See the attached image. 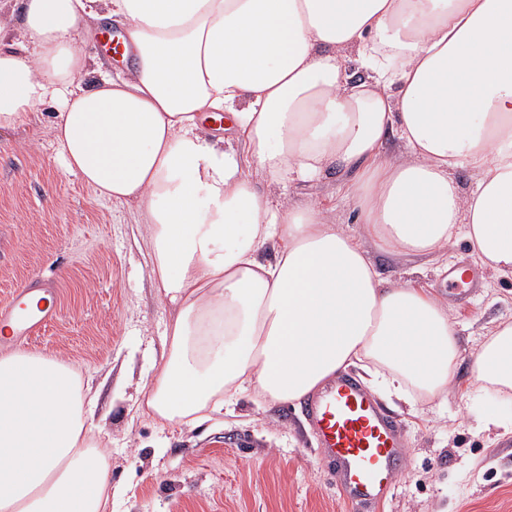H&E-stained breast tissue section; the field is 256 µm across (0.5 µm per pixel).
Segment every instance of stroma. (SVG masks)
<instances>
[{"instance_id": "35a3bbf8", "label": "stroma", "mask_w": 512, "mask_h": 512, "mask_svg": "<svg viewBox=\"0 0 512 512\" xmlns=\"http://www.w3.org/2000/svg\"><path fill=\"white\" fill-rule=\"evenodd\" d=\"M52 119L42 106L27 126L0 129V302L29 278L58 281L59 317L25 349L91 379L110 453L112 512H356L320 462L299 404L261 406L244 394L233 412L173 429L138 411L171 309L149 275L136 203L100 198L65 173ZM351 181L331 172L289 194L358 235ZM370 256L382 278L447 301L461 351L446 399L412 405L381 395L403 424L407 454L379 512H512V434L477 428L491 404L476 397L471 373L485 334L512 322V280L486 271L462 304L439 285L436 263L376 248Z\"/></svg>"}]
</instances>
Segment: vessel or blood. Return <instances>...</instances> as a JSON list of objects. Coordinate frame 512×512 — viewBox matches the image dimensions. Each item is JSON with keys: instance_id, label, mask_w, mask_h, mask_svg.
Instances as JSON below:
<instances>
[{"instance_id": "1", "label": "vessel or blood", "mask_w": 512, "mask_h": 512, "mask_svg": "<svg viewBox=\"0 0 512 512\" xmlns=\"http://www.w3.org/2000/svg\"><path fill=\"white\" fill-rule=\"evenodd\" d=\"M479 280L477 267L456 265L448 271V289L466 297ZM58 283L34 277L0 306V348L31 340L58 315ZM302 414L324 467L348 502L374 512L390 493L406 453L399 419L389 413L357 379L347 374L330 379L307 399Z\"/></svg>"}]
</instances>
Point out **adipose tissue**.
Instances as JSON below:
<instances>
[{
	"label": "adipose tissue",
	"instance_id": "adipose-tissue-1",
	"mask_svg": "<svg viewBox=\"0 0 512 512\" xmlns=\"http://www.w3.org/2000/svg\"><path fill=\"white\" fill-rule=\"evenodd\" d=\"M5 2L0 129L53 105L64 171L144 218L150 276L175 309L141 390L155 423L200 425L243 392L299 401L351 366L407 401L447 395V305L382 280L328 213L257 182L352 173L377 246L440 256L462 234L512 276V0ZM90 20L134 44L127 76L85 84ZM14 29L19 41L2 40ZM223 114L234 141L201 124ZM392 131L405 152L391 159ZM471 371L477 392L512 394V323L488 332ZM94 402L60 359L0 356V512H105Z\"/></svg>",
	"mask_w": 512,
	"mask_h": 512
}]
</instances>
